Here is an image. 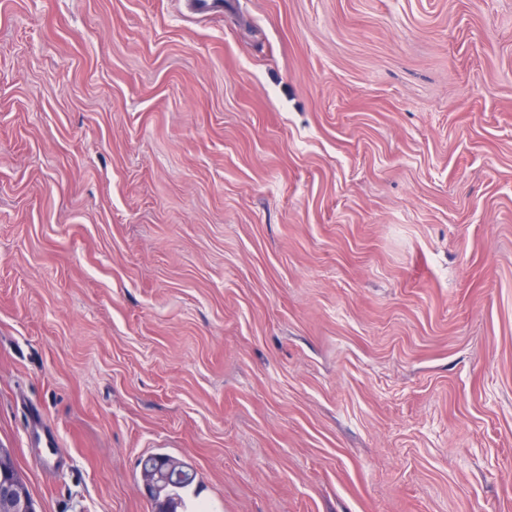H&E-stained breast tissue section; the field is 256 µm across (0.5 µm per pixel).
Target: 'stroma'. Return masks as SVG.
I'll use <instances>...</instances> for the list:
<instances>
[{"mask_svg": "<svg viewBox=\"0 0 512 512\" xmlns=\"http://www.w3.org/2000/svg\"><path fill=\"white\" fill-rule=\"evenodd\" d=\"M0 445L36 512H512V0H0ZM147 463L148 472L145 471L144 466ZM154 466V467H153ZM155 474L156 479L160 477L162 474L163 477L169 481L172 480L174 482L177 481H189L193 479L187 484L186 483H168L165 481H161L158 479L156 485L155 480H151L152 474ZM187 475H189L187 479ZM141 479L144 487L147 489L148 493L151 490L154 491L158 487V505L162 508V504L164 501H170L173 498H177L181 503V506L178 509H181L180 512H203L204 507L201 504H197L194 507H189L187 501V493L189 488L193 485L196 476L194 475V471L187 468L185 465L180 464L177 461L168 460L165 461L162 458L157 456H148L142 462L141 467ZM186 480V481H185ZM155 512H178L179 510H156Z\"/></svg>", "mask_w": 512, "mask_h": 512, "instance_id": "obj_1", "label": "stroma"}]
</instances>
